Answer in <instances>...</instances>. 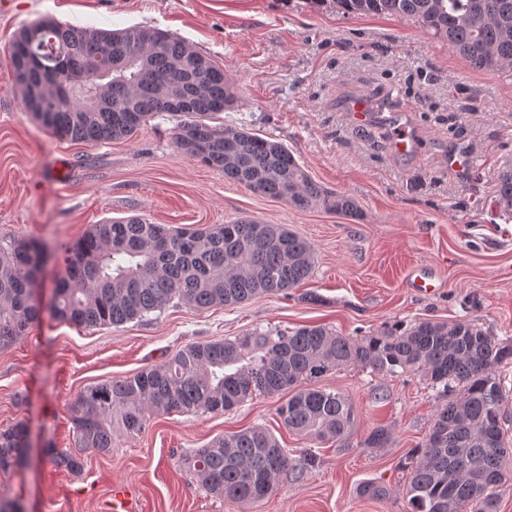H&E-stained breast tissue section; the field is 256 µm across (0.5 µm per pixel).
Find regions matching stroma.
Here are the masks:
<instances>
[{
	"instance_id": "obj_1",
	"label": "stroma",
	"mask_w": 512,
	"mask_h": 512,
	"mask_svg": "<svg viewBox=\"0 0 512 512\" xmlns=\"http://www.w3.org/2000/svg\"><path fill=\"white\" fill-rule=\"evenodd\" d=\"M83 28L166 31L223 65L238 91L225 123L284 144L323 186L358 202L363 220L298 210L177 153L174 122L102 144L54 136L27 112L14 80V34L41 19ZM385 101L416 138L391 149V128L357 124L349 105ZM472 156L455 167L452 155ZM512 157V71L469 66L409 19L345 15L308 0H9L0 9V245L45 244L41 320L0 349V429L25 422L28 455L0 471V496L24 512H112V488L136 489L140 512H408L406 462L429 433L440 400L417 374L330 370L319 387L342 392L354 414L345 448L289 433L278 398L253 395L226 413L157 416L138 437L89 453L81 472L52 466L47 445L75 450L68 406L84 388L133 375L191 343L249 330L322 325L360 337L422 319H473L512 339V218L494 204L493 174ZM140 215L192 231L250 218L283 224L312 246L311 277L285 294L199 310L172 302L120 327H76L54 318L63 248L93 225ZM432 278L417 291L411 275ZM256 424L294 456L319 463L289 471L261 502L230 504L194 482L187 459L213 438ZM383 448L363 442L377 427ZM375 481L382 499L359 496Z\"/></svg>"
}]
</instances>
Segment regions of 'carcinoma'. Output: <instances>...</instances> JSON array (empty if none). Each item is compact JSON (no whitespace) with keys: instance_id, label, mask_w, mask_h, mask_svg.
Instances as JSON below:
<instances>
[{"instance_id":"1","label":"carcinoma","mask_w":512,"mask_h":512,"mask_svg":"<svg viewBox=\"0 0 512 512\" xmlns=\"http://www.w3.org/2000/svg\"><path fill=\"white\" fill-rule=\"evenodd\" d=\"M343 14L409 17L448 43L477 70H512V0H310ZM24 26L11 43L14 71L28 53ZM42 66L27 71L53 106L45 128L74 141L130 138L160 116L177 119L179 153L224 170V177L288 205L322 208L360 218L347 194L315 182L283 144L224 123L237 101L224 68L159 29H87L53 22L37 41ZM62 55L86 79L59 91L48 78ZM111 98L94 109L97 89ZM495 205L512 216V161L493 174ZM46 247L31 238L0 247V348L39 322L36 291ZM64 274L55 285L53 312L79 327H120L178 299L197 309L241 304L307 280L313 249L282 224L237 220L193 232L133 216L96 224L64 249ZM512 341L503 342L473 320L429 319L397 324L361 338L324 326L255 329L224 341L189 344L140 372L89 386L69 404L81 451L108 454L120 436L142 434L156 415L228 412L259 393L286 396L277 408L289 431L314 442L347 446L354 426L348 399L312 382L339 366L374 373H419L445 402L429 435L409 456V512H497V488L512 473V440L501 410L503 368ZM390 432L377 427L366 448H383ZM28 448L26 427L0 430V470L17 467ZM49 463L72 473L84 459L48 447ZM193 477L204 490L236 503H258L277 490L295 459L264 425L227 433L195 451Z\"/></svg>"}]
</instances>
